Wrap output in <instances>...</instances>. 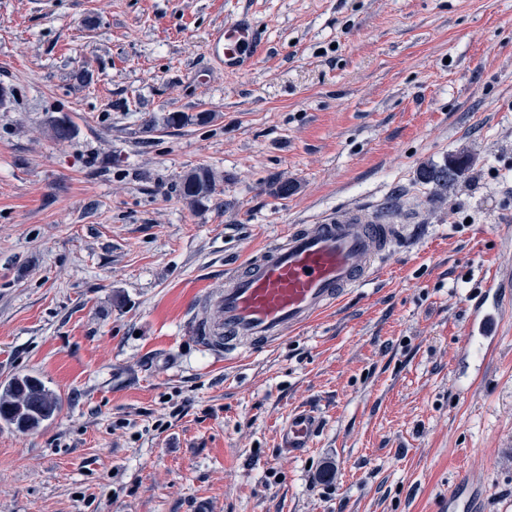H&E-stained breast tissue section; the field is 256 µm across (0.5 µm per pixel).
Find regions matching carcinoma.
Wrapping results in <instances>:
<instances>
[{
	"label": "carcinoma",
	"instance_id": "1",
	"mask_svg": "<svg viewBox=\"0 0 512 512\" xmlns=\"http://www.w3.org/2000/svg\"><path fill=\"white\" fill-rule=\"evenodd\" d=\"M210 119L208 112H199L191 117L183 112H172L167 117V124L206 123ZM471 162V155L463 151L442 166H422L418 178L426 184L446 189L465 175ZM215 185L216 175L212 169L195 167L184 174L180 191L183 199L193 204L210 196ZM59 406L60 398L34 376L16 377L0 389V422L19 431L39 429L54 417Z\"/></svg>",
	"mask_w": 512,
	"mask_h": 512
}]
</instances>
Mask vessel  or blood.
Segmentation results:
<instances>
[{
    "label": "vessel or blood",
    "instance_id": "obj_1",
    "mask_svg": "<svg viewBox=\"0 0 512 512\" xmlns=\"http://www.w3.org/2000/svg\"><path fill=\"white\" fill-rule=\"evenodd\" d=\"M257 33L250 20L226 23L208 39V56L225 70L240 72L258 56ZM402 226L377 210L357 208L325 215L314 224L295 226L255 258L227 270L224 287L207 305L214 324L189 320L188 330L215 355L228 354L240 339L266 347L286 332L310 325L347 293L370 280L391 246L402 239ZM501 283L489 278L484 293L469 306L466 346L491 350L502 335L505 306ZM320 426L311 411L300 409L283 430L284 447L303 454Z\"/></svg>",
    "mask_w": 512,
    "mask_h": 512
}]
</instances>
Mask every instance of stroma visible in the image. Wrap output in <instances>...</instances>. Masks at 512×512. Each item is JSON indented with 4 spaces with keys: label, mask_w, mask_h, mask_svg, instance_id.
<instances>
[{
    "label": "stroma",
    "mask_w": 512,
    "mask_h": 512,
    "mask_svg": "<svg viewBox=\"0 0 512 512\" xmlns=\"http://www.w3.org/2000/svg\"><path fill=\"white\" fill-rule=\"evenodd\" d=\"M242 16L260 53L229 73L207 38ZM0 88V384L61 399L0 424V512H448L463 475L512 512V315L483 372L462 345L512 276V0H0ZM464 150L447 192L418 181ZM362 206L407 237L310 328L226 359L190 336L225 269ZM216 185L214 171L207 167H195L184 174L181 181V195L190 204L198 203L210 196ZM60 398L37 377H16L0 392V422L19 431L38 430L59 410ZM319 426L320 420L313 412L306 409L295 411L283 430L284 448L289 454L302 455L310 447Z\"/></svg>",
    "instance_id": "1"
}]
</instances>
